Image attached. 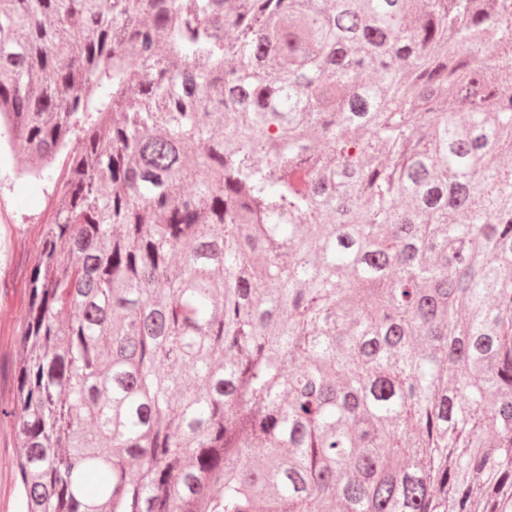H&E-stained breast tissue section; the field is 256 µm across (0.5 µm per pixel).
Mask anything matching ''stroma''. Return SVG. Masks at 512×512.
<instances>
[{
  "instance_id": "stroma-1",
  "label": "stroma",
  "mask_w": 512,
  "mask_h": 512,
  "mask_svg": "<svg viewBox=\"0 0 512 512\" xmlns=\"http://www.w3.org/2000/svg\"><path fill=\"white\" fill-rule=\"evenodd\" d=\"M66 154H59L51 179L25 186L12 167L0 165V404L12 395L16 338L30 304V279L38 260L44 229L58 210L57 183L68 173ZM18 451V432L0 419V512H20L21 491L11 468Z\"/></svg>"
}]
</instances>
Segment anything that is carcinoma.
Masks as SVG:
<instances>
[{
  "label": "carcinoma",
  "mask_w": 512,
  "mask_h": 512,
  "mask_svg": "<svg viewBox=\"0 0 512 512\" xmlns=\"http://www.w3.org/2000/svg\"><path fill=\"white\" fill-rule=\"evenodd\" d=\"M24 512H512V0H0L71 136Z\"/></svg>",
  "instance_id": "cac0c4a2"
}]
</instances>
